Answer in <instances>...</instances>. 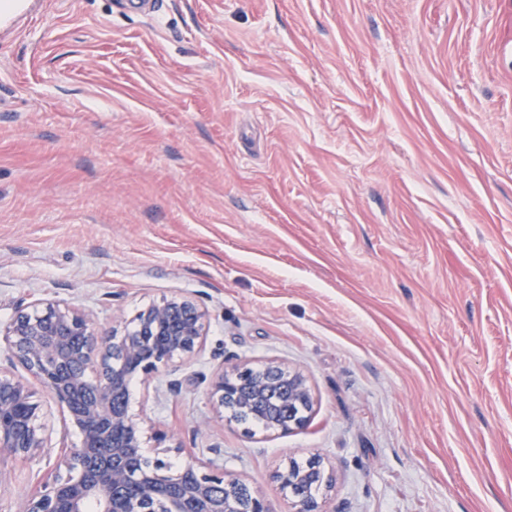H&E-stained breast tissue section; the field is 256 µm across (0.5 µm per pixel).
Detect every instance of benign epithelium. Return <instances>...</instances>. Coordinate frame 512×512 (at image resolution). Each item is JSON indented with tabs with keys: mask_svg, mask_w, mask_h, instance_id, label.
Returning <instances> with one entry per match:
<instances>
[{
	"mask_svg": "<svg viewBox=\"0 0 512 512\" xmlns=\"http://www.w3.org/2000/svg\"><path fill=\"white\" fill-rule=\"evenodd\" d=\"M207 317L197 302L174 295L140 309L121 331L99 330L89 313L52 301L20 308L0 324L9 363L45 388L66 413V428L79 435L24 495L21 512H270L262 496L218 466L192 461L174 472L165 457L143 455L131 385L200 352ZM210 397L240 423L265 412L271 430L281 433L304 426L314 404L306 377L274 361L221 371ZM47 415L27 378L0 370L1 452L37 461L51 442ZM278 478L293 512H323L317 496L302 493L306 485L331 483L319 459L292 462Z\"/></svg>",
	"mask_w": 512,
	"mask_h": 512,
	"instance_id": "1",
	"label": "benign epithelium"
}]
</instances>
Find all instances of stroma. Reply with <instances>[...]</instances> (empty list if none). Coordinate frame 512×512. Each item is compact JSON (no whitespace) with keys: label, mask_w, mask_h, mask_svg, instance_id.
I'll return each instance as SVG.
<instances>
[{"label":"stroma","mask_w":512,"mask_h":512,"mask_svg":"<svg viewBox=\"0 0 512 512\" xmlns=\"http://www.w3.org/2000/svg\"><path fill=\"white\" fill-rule=\"evenodd\" d=\"M133 2L0 28V322L192 297L202 350L132 384L174 467L271 512L313 456L324 512H512V0ZM240 360L303 372L309 422L220 418ZM0 468L19 512L38 470Z\"/></svg>","instance_id":"1"}]
</instances>
